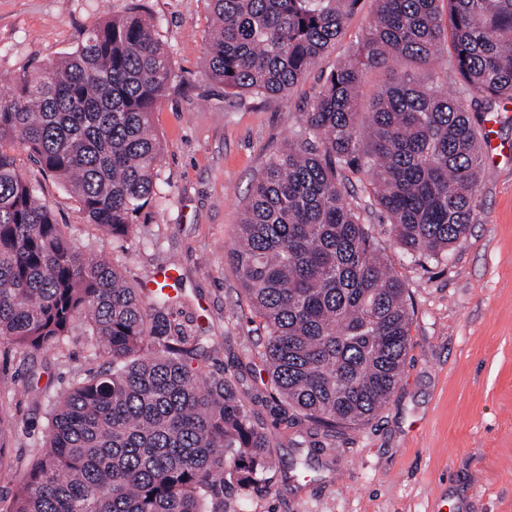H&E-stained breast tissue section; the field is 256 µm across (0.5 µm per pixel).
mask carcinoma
I'll return each mask as SVG.
<instances>
[{"instance_id":"cac0c4a2","label":"carcinoma","mask_w":512,"mask_h":512,"mask_svg":"<svg viewBox=\"0 0 512 512\" xmlns=\"http://www.w3.org/2000/svg\"><path fill=\"white\" fill-rule=\"evenodd\" d=\"M204 67L231 95H286L335 43L360 0H210ZM356 52L336 60L301 126L258 175L231 264L263 320L275 398L323 432L363 425L394 395L414 311L365 214L418 262L448 258L472 223L485 120L433 78L405 72L367 105L364 72L445 66L462 92L512 101V0H375ZM175 77L142 0L74 51L0 94V342L39 350L81 324L108 368L59 397L13 512H224V490L265 488L271 432L232 378L193 366L102 257L78 250L20 174L25 148L91 224L128 234L157 195L151 116ZM362 172L369 205L348 198Z\"/></svg>"}]
</instances>
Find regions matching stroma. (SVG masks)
<instances>
[{
    "label": "stroma",
    "mask_w": 512,
    "mask_h": 512,
    "mask_svg": "<svg viewBox=\"0 0 512 512\" xmlns=\"http://www.w3.org/2000/svg\"><path fill=\"white\" fill-rule=\"evenodd\" d=\"M131 0H0V86L72 52L97 22ZM176 80L151 116L163 156L159 194L129 234L89 223L76 198L24 149V177L81 250L105 257L152 301L156 275L176 264L171 325L206 336L208 370L231 377L271 431L270 481L225 512H512V103L488 113L492 152L475 218L447 260L420 267L369 215L414 309L407 355L390 402L368 423L329 436L297 421L271 395L263 329L228 260L255 177L300 124L337 57L358 44L375 10L360 0L335 44L287 96H228L204 70L209 0H144ZM84 327L39 350L0 345V512L46 443L51 411L76 379L105 368ZM310 457L302 471L293 459Z\"/></svg>",
    "instance_id": "1"
}]
</instances>
